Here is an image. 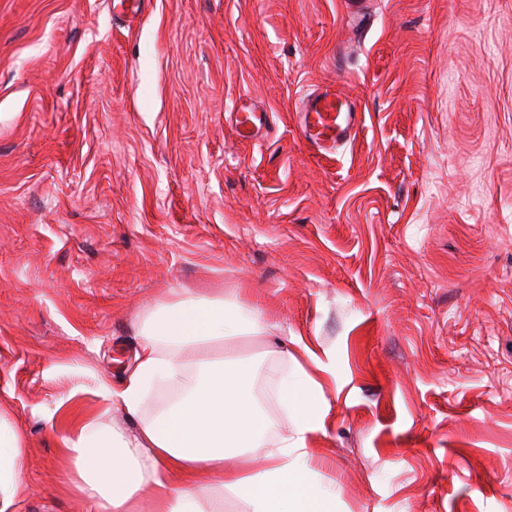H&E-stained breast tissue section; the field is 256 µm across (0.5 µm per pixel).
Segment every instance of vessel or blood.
<instances>
[{
  "label": "vessel or blood",
  "instance_id": "vessel-or-blood-1",
  "mask_svg": "<svg viewBox=\"0 0 512 512\" xmlns=\"http://www.w3.org/2000/svg\"><path fill=\"white\" fill-rule=\"evenodd\" d=\"M335 90L325 89L306 99L301 110V126L309 147L318 153L334 152L337 145L350 139L356 123L353 110H341ZM263 121L260 111L250 105L239 106L236 132L250 139L257 135Z\"/></svg>",
  "mask_w": 512,
  "mask_h": 512
}]
</instances>
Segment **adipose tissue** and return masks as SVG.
<instances>
[{
  "instance_id": "ef3b65f1",
  "label": "adipose tissue",
  "mask_w": 512,
  "mask_h": 512,
  "mask_svg": "<svg viewBox=\"0 0 512 512\" xmlns=\"http://www.w3.org/2000/svg\"><path fill=\"white\" fill-rule=\"evenodd\" d=\"M265 311L220 295L185 290L139 321L135 363L98 394L123 421L75 415L59 436L70 467L65 491L91 512H336V491L320 486L312 440L327 427L323 378L331 363L305 350L306 364L256 379L252 357H225L243 339L288 357L269 337ZM173 390L154 414L156 388ZM22 434L0 418V512H19L29 495Z\"/></svg>"
}]
</instances>
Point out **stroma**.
<instances>
[{"label": "stroma", "instance_id": "1", "mask_svg": "<svg viewBox=\"0 0 512 512\" xmlns=\"http://www.w3.org/2000/svg\"><path fill=\"white\" fill-rule=\"evenodd\" d=\"M0 0V417L21 512H80L97 415L176 288L330 355L336 512H512V0ZM361 123L312 152L303 100ZM268 122L241 140L242 103ZM23 435L0 417V512H18L29 495L23 475Z\"/></svg>", "mask_w": 512, "mask_h": 512}]
</instances>
